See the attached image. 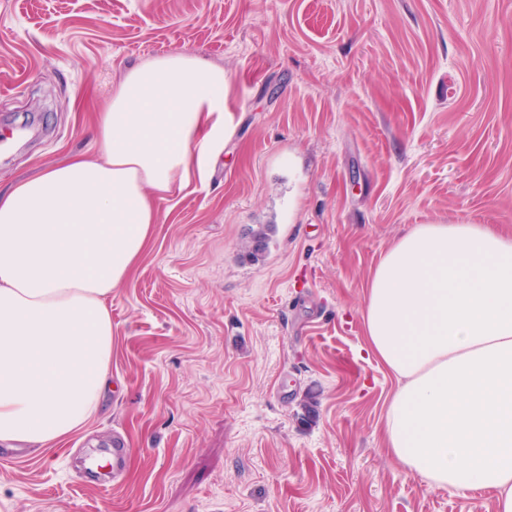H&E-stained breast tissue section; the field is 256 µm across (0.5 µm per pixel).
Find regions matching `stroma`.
<instances>
[{
    "instance_id": "stroma-1",
    "label": "stroma",
    "mask_w": 512,
    "mask_h": 512,
    "mask_svg": "<svg viewBox=\"0 0 512 512\" xmlns=\"http://www.w3.org/2000/svg\"><path fill=\"white\" fill-rule=\"evenodd\" d=\"M222 66L233 134L113 291L112 389L0 461L10 512H496L384 450L363 290L416 224L512 228V0H0V188L95 155L131 66ZM271 225L258 258L243 244ZM314 397L318 414L302 418ZM120 436L119 484L77 461Z\"/></svg>"
}]
</instances>
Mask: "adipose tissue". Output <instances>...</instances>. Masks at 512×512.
I'll use <instances>...</instances> for the list:
<instances>
[{"instance_id":"ef3b65f1","label":"adipose tissue","mask_w":512,"mask_h":512,"mask_svg":"<svg viewBox=\"0 0 512 512\" xmlns=\"http://www.w3.org/2000/svg\"><path fill=\"white\" fill-rule=\"evenodd\" d=\"M222 67L178 52L131 67L96 117V156L0 189V445L58 446L97 413L108 300L148 248L157 201L205 179L232 130ZM366 350L395 380L388 455L429 486L512 512V230L418 224L371 273Z\"/></svg>"}]
</instances>
